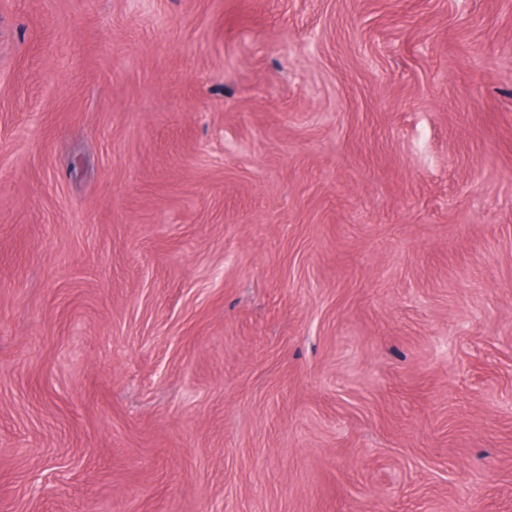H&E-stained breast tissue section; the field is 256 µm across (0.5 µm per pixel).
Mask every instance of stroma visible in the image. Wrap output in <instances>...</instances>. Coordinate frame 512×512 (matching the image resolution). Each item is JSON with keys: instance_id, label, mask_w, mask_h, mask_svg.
<instances>
[{"instance_id": "stroma-1", "label": "stroma", "mask_w": 512, "mask_h": 512, "mask_svg": "<svg viewBox=\"0 0 512 512\" xmlns=\"http://www.w3.org/2000/svg\"><path fill=\"white\" fill-rule=\"evenodd\" d=\"M0 512H512V0H0Z\"/></svg>"}]
</instances>
